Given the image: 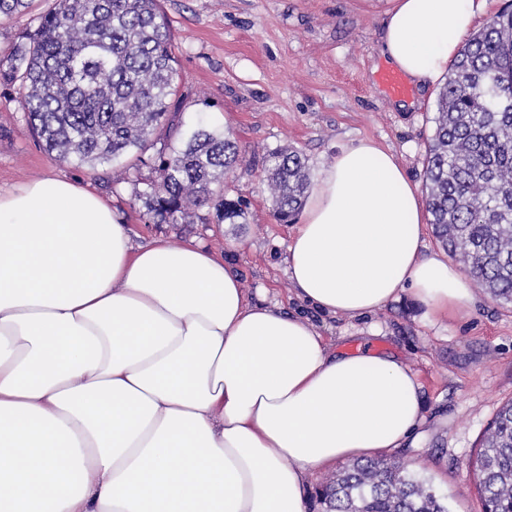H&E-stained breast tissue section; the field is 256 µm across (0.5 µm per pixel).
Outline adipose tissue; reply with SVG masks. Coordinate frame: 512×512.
Listing matches in <instances>:
<instances>
[{
    "label": "adipose tissue",
    "instance_id": "obj_1",
    "mask_svg": "<svg viewBox=\"0 0 512 512\" xmlns=\"http://www.w3.org/2000/svg\"><path fill=\"white\" fill-rule=\"evenodd\" d=\"M380 54L436 85L489 0H393ZM416 183L370 139L310 184L288 246L293 296L360 318L409 292L471 303L425 253ZM421 386L392 354L331 349L250 301L207 247L134 244L62 178L0 190V512H307L308 474L403 447Z\"/></svg>",
    "mask_w": 512,
    "mask_h": 512
}]
</instances>
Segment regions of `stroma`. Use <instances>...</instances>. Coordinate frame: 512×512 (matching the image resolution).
I'll use <instances>...</instances> for the list:
<instances>
[{"label": "stroma", "instance_id": "35a3bbf8", "mask_svg": "<svg viewBox=\"0 0 512 512\" xmlns=\"http://www.w3.org/2000/svg\"><path fill=\"white\" fill-rule=\"evenodd\" d=\"M54 0L0 19V59ZM393 0H160L174 36L181 118L230 131L246 169L228 174L224 192L248 201V221L230 227L152 224L142 199L148 166L95 168L62 162L27 126L16 86L0 84V188L66 178L118 211L137 244L164 237L201 243L224 256L253 301L304 316L329 346L404 356L422 385L419 438L399 454L416 477L447 498L450 512H483L473 462L500 405L512 399V303L472 286L473 303L428 320L408 293L362 319L323 315L291 300L287 246L294 233L272 214L264 176L268 156L297 149L311 173L330 165L351 141L390 147L410 178L424 180L437 90L409 88L401 111L380 81L378 43Z\"/></svg>", "mask_w": 512, "mask_h": 512}]
</instances>
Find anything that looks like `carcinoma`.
<instances>
[{"instance_id": "carcinoma-1", "label": "carcinoma", "mask_w": 512, "mask_h": 512, "mask_svg": "<svg viewBox=\"0 0 512 512\" xmlns=\"http://www.w3.org/2000/svg\"><path fill=\"white\" fill-rule=\"evenodd\" d=\"M29 0H0V18ZM176 58L159 0H55L5 59L0 81L19 86L32 131L49 153L92 165L141 158L158 128L175 142L157 152L148 184L154 224H186L196 210L246 223V206L224 196V177L244 160L230 132L199 124L182 132ZM281 222L302 209L310 184L298 151L265 168ZM433 232L491 297L512 302V3L464 43L437 101L425 170ZM476 467L485 512H512V402L481 439ZM326 512H448L431 487L396 460L369 459L321 492Z\"/></svg>"}]
</instances>
